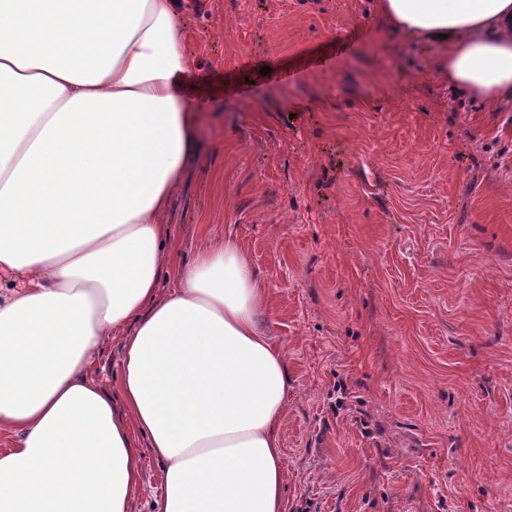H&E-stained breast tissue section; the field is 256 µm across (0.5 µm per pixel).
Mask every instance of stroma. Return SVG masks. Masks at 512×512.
<instances>
[{"instance_id":"35a3bbf8","label":"stroma","mask_w":512,"mask_h":512,"mask_svg":"<svg viewBox=\"0 0 512 512\" xmlns=\"http://www.w3.org/2000/svg\"><path fill=\"white\" fill-rule=\"evenodd\" d=\"M199 159L168 294L235 240L288 366L286 512H512V111L448 91L377 0H185ZM209 225L210 238L199 233ZM126 332L88 373L120 388ZM130 512H159L137 438Z\"/></svg>"}]
</instances>
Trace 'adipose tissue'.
Masks as SVG:
<instances>
[{
	"mask_svg": "<svg viewBox=\"0 0 512 512\" xmlns=\"http://www.w3.org/2000/svg\"><path fill=\"white\" fill-rule=\"evenodd\" d=\"M441 44L448 89L512 103V0H379ZM181 0H0V512H129L135 436L164 465L159 512H285L283 352L232 240L160 296L165 222L197 156ZM119 398L86 377L112 332Z\"/></svg>",
	"mask_w": 512,
	"mask_h": 512,
	"instance_id": "1",
	"label": "adipose tissue"
}]
</instances>
